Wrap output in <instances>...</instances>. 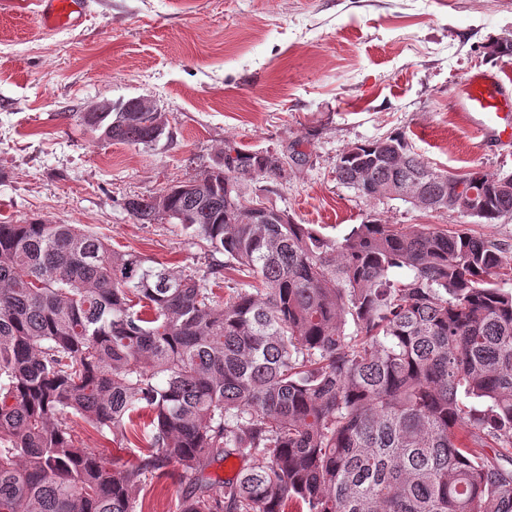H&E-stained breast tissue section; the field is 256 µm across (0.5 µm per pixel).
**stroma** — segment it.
I'll return each instance as SVG.
<instances>
[{
  "mask_svg": "<svg viewBox=\"0 0 512 512\" xmlns=\"http://www.w3.org/2000/svg\"><path fill=\"white\" fill-rule=\"evenodd\" d=\"M73 30L42 32L33 14H0V224H81L114 249L174 270L210 257L178 224H140L125 199L203 176L225 143L288 159L286 179L245 183L295 222L342 239L368 221L430 225L495 241L512 264V216L483 224L336 179L348 147L401 133L439 170L512 172V138L483 143L455 106L458 87L512 56V0H89ZM138 98L161 112L149 148L100 139L78 119ZM76 441L117 467L145 447L143 421ZM191 482L177 467L146 485L141 512H173Z\"/></svg>",
  "mask_w": 512,
  "mask_h": 512,
  "instance_id": "35a3bbf8",
  "label": "stroma"
}]
</instances>
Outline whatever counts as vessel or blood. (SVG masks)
Instances as JSON below:
<instances>
[{"mask_svg":"<svg viewBox=\"0 0 512 512\" xmlns=\"http://www.w3.org/2000/svg\"><path fill=\"white\" fill-rule=\"evenodd\" d=\"M41 26L47 30L79 26L86 13L85 0H34ZM456 105L472 120L481 135L512 136V91L500 73H479L462 84Z\"/></svg>","mask_w":512,"mask_h":512,"instance_id":"b4317fda","label":"vessel or blood"}]
</instances>
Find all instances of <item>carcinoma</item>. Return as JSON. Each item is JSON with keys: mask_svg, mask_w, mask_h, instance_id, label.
Returning a JSON list of instances; mask_svg holds the SVG:
<instances>
[{"mask_svg": "<svg viewBox=\"0 0 512 512\" xmlns=\"http://www.w3.org/2000/svg\"><path fill=\"white\" fill-rule=\"evenodd\" d=\"M134 102L80 119L149 147L164 120ZM256 178H286L281 158L228 143L204 176L125 202L255 282L222 302L207 275L76 224H0V512H137L171 465L192 476L176 512H512L501 248L373 222L333 241L254 208L240 186ZM336 178L484 224L512 215V173L440 171L398 133L349 147ZM140 412L150 446L128 467L68 427L117 435ZM231 456L249 462L236 481L204 475Z\"/></svg>", "mask_w": 512, "mask_h": 512, "instance_id": "1", "label": "carcinoma"}]
</instances>
